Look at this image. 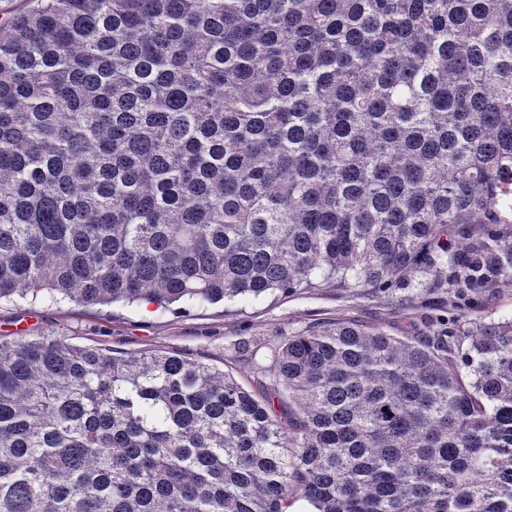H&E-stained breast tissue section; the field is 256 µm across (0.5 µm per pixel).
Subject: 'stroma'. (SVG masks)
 Returning <instances> with one entry per match:
<instances>
[{
  "label": "stroma",
  "instance_id": "1",
  "mask_svg": "<svg viewBox=\"0 0 512 512\" xmlns=\"http://www.w3.org/2000/svg\"><path fill=\"white\" fill-rule=\"evenodd\" d=\"M510 317L512 288L496 289L457 308L448 306L444 295L434 294L405 311L384 298H357L333 288L208 305L184 313L150 306L109 308L70 301L47 305L16 300L0 303V339L22 333L63 336L81 346L181 353L224 369L244 387L257 390L281 338L313 324L348 318L399 336H419L439 320L454 329L468 322Z\"/></svg>",
  "mask_w": 512,
  "mask_h": 512
}]
</instances>
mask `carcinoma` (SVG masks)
Returning a JSON list of instances; mask_svg holds the SVG:
<instances>
[{
    "mask_svg": "<svg viewBox=\"0 0 512 512\" xmlns=\"http://www.w3.org/2000/svg\"><path fill=\"white\" fill-rule=\"evenodd\" d=\"M512 287V0L0 11V300L162 308ZM282 413H277L275 406ZM512 512V319H351L254 392L0 340V512Z\"/></svg>",
    "mask_w": 512,
    "mask_h": 512,
    "instance_id": "1",
    "label": "carcinoma"
}]
</instances>
